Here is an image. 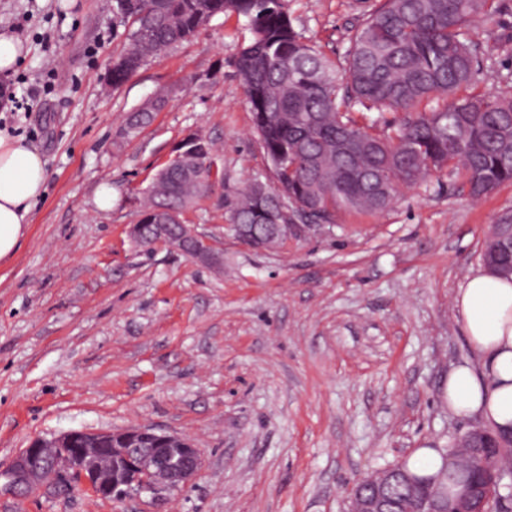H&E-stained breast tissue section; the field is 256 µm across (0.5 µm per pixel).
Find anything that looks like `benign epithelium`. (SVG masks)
Wrapping results in <instances>:
<instances>
[{
  "label": "benign epithelium",
  "instance_id": "obj_1",
  "mask_svg": "<svg viewBox=\"0 0 512 512\" xmlns=\"http://www.w3.org/2000/svg\"><path fill=\"white\" fill-rule=\"evenodd\" d=\"M190 208L188 201L176 207L156 208L150 219V233L143 234L142 225L136 224L134 238L147 249L163 245L207 264L220 263L210 237L199 231L198 225L186 223ZM228 228L239 241L264 249L278 245L295 225L230 224ZM486 435V429L480 426L455 435L450 467H468L467 449L484 446ZM52 449L59 453L58 467L75 468L71 488L101 498H121L129 493L153 498L162 489H172L173 480L184 484L190 481L202 465L200 449L186 436L147 427L108 432L70 430L50 438L35 437L7 464H0V489L24 500L42 488L50 481L46 465ZM395 479V472L384 469L359 478L350 497L349 512H386V492ZM449 504L448 512H490L479 486L469 496L450 498Z\"/></svg>",
  "mask_w": 512,
  "mask_h": 512
}]
</instances>
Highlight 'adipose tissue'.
<instances>
[{
	"mask_svg": "<svg viewBox=\"0 0 512 512\" xmlns=\"http://www.w3.org/2000/svg\"><path fill=\"white\" fill-rule=\"evenodd\" d=\"M46 163L24 140L0 133V260L11 258L27 234V218L42 197ZM455 306L480 368L456 366L444 395L449 410L512 432V280L479 271L466 278Z\"/></svg>",
	"mask_w": 512,
	"mask_h": 512,
	"instance_id": "1",
	"label": "adipose tissue"
}]
</instances>
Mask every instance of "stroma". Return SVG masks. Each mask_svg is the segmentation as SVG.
<instances>
[{
  "label": "stroma",
  "instance_id": "stroma-1",
  "mask_svg": "<svg viewBox=\"0 0 512 512\" xmlns=\"http://www.w3.org/2000/svg\"><path fill=\"white\" fill-rule=\"evenodd\" d=\"M380 0H288L304 41L337 68ZM476 17L473 89L512 97V0ZM114 0H0V29L27 53L0 76V129L38 149L45 193L16 254L0 262V463L37 436L145 425L191 438L202 466L161 499L0 491V512H347L360 475L443 448L470 420L448 410L457 365L480 359L454 306L483 270L512 183L474 199L448 170L386 210L338 211L268 250L226 228L224 198L266 179L243 86L229 64L250 32L215 16L192 39L112 87L126 47ZM164 97L121 138L128 114ZM198 133L224 176L189 215L223 268L130 236L138 197ZM112 188L99 210L97 190Z\"/></svg>",
  "mask_w": 512,
  "mask_h": 512
}]
</instances>
